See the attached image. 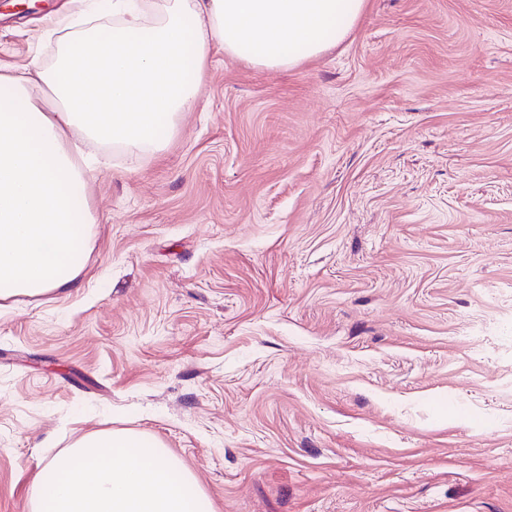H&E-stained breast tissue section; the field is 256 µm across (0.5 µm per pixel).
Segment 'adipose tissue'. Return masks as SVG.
I'll return each mask as SVG.
<instances>
[{
  "mask_svg": "<svg viewBox=\"0 0 512 512\" xmlns=\"http://www.w3.org/2000/svg\"><path fill=\"white\" fill-rule=\"evenodd\" d=\"M364 0H157L142 24L112 0L109 29L58 24L50 66L0 73V300L73 287L89 255L88 160L71 133L162 151L194 108L212 47L267 70L343 41Z\"/></svg>",
  "mask_w": 512,
  "mask_h": 512,
  "instance_id": "adipose-tissue-1",
  "label": "adipose tissue"
}]
</instances>
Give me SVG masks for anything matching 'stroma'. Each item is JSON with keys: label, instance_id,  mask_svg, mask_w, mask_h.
<instances>
[{"label": "stroma", "instance_id": "1", "mask_svg": "<svg viewBox=\"0 0 512 512\" xmlns=\"http://www.w3.org/2000/svg\"><path fill=\"white\" fill-rule=\"evenodd\" d=\"M96 0L0 11V70ZM76 287L0 304V512L82 437L212 512H512V0H365L270 71L210 53L163 153L79 141Z\"/></svg>", "mask_w": 512, "mask_h": 512}]
</instances>
